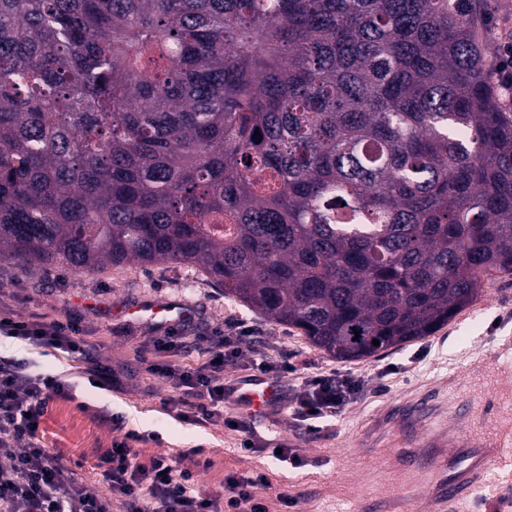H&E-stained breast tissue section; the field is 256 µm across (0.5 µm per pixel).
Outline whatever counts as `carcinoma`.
I'll return each mask as SVG.
<instances>
[{
  "label": "carcinoma",
  "instance_id": "1",
  "mask_svg": "<svg viewBox=\"0 0 512 512\" xmlns=\"http://www.w3.org/2000/svg\"><path fill=\"white\" fill-rule=\"evenodd\" d=\"M460 2L0 0V247L193 264L338 360L431 335L512 275Z\"/></svg>",
  "mask_w": 512,
  "mask_h": 512
}]
</instances>
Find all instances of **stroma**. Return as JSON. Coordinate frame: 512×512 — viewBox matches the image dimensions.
<instances>
[{"instance_id": "35a3bbf8", "label": "stroma", "mask_w": 512, "mask_h": 512, "mask_svg": "<svg viewBox=\"0 0 512 512\" xmlns=\"http://www.w3.org/2000/svg\"><path fill=\"white\" fill-rule=\"evenodd\" d=\"M462 8L489 31L486 58L494 60L500 44L512 40V0H464ZM161 301L188 307L193 336L239 320L252 327L254 342L224 367L227 381H239L252 374L255 362L285 353L311 373L335 368L361 375L363 391L341 416L316 431L278 409L254 421L244 409L230 407V414L244 418L245 431L253 432L257 443L286 444L304 464L292 468L263 453H241L244 431L182 421L170 403L174 390L141 362L145 340L163 335L165 328L137 317L136 311ZM0 315L77 322L99 361L120 375V388L102 390L88 382L74 358L0 336L1 355L26 359L71 383V398L51 403L40 444L77 466L83 484L102 496L108 495L109 485L97 458L130 429L143 437L136 449L144 463L160 454L206 449L212 464L198 473L197 483L209 493L222 490L227 474L262 472L271 484L265 492L270 512H282L277 500L282 493L295 499L292 512H387L397 494L419 500L429 491L427 484L411 480L414 434L442 430L449 408L458 403L482 394L503 401L512 392V276L485 283L475 303L431 336L358 361L333 359L300 329L265 319L225 297L190 265L177 262L77 273L0 250ZM113 415L122 417L124 430L114 429ZM511 423L512 405L504 401L494 414L475 421L487 432ZM508 490L512 465L495 469L477 498L455 504L453 512H512V499L499 500Z\"/></svg>"}]
</instances>
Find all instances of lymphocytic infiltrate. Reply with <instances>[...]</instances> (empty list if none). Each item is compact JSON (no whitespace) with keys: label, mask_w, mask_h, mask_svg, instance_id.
Segmentation results:
<instances>
[{"label":"lymphocytic infiltrate","mask_w":512,"mask_h":512,"mask_svg":"<svg viewBox=\"0 0 512 512\" xmlns=\"http://www.w3.org/2000/svg\"><path fill=\"white\" fill-rule=\"evenodd\" d=\"M0 334L81 359L88 381L100 387L119 384L111 369L92 356L91 343L78 325L1 318ZM251 340L252 332L242 322L191 340L184 327L174 325L151 338L142 353L148 372L174 389L173 404L181 419L230 428L235 420L225 416L224 406L232 388L224 380V366ZM191 346L200 351V358L182 361V352ZM258 369L275 380L292 377V415L310 426L340 415L363 389L355 374L336 369L304 373L285 354L262 360ZM71 391L70 383L57 374L0 356V512H112L116 503L123 512H268L262 495L270 487L266 474L232 473L225 477L222 491L205 493L194 479L195 471L211 464L202 449L182 457L159 455L145 464L135 448L140 436L132 431H124L100 457L109 496L89 491L74 469L42 448L37 437L36 427L50 403L70 398Z\"/></svg>","instance_id":"obj_1"}]
</instances>
